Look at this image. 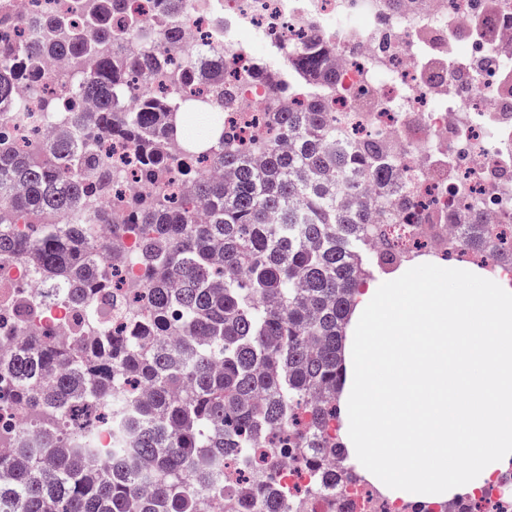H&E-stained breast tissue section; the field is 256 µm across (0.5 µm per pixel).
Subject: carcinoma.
Here are the masks:
<instances>
[{"label":"carcinoma","instance_id":"carcinoma-1","mask_svg":"<svg viewBox=\"0 0 512 512\" xmlns=\"http://www.w3.org/2000/svg\"><path fill=\"white\" fill-rule=\"evenodd\" d=\"M148 35L147 23L124 0H72L70 11L48 18L43 46L0 49V126L16 85L40 74L48 57L80 64L96 60L94 74L71 93L69 112L95 106L93 134L59 137L21 151L0 134V259L34 267L38 296L19 294L17 313L30 327L69 300L81 310L77 335L60 340L34 331L25 348L11 351L0 336V411L36 406L34 428L46 443L0 438V512H207L196 488L210 485L229 459L248 460L250 449L278 447L290 426L311 482L328 491L361 480L346 471L337 423L342 389V347L359 288L371 275L365 258L373 208L395 224L400 186L380 147L353 152L336 144L326 99L336 92L325 54L312 50L294 66V87L304 102L277 83L268 87L277 111L268 119L287 145L243 138L232 145L224 118L197 102V82L179 76L185 101L149 100L125 107L122 86L142 79L160 58L118 53L115 42ZM195 63L215 102L230 106L224 64L208 47ZM132 141L150 202L135 201L127 219L88 206L92 187L107 194L111 170L101 162L108 138ZM187 160L224 169V178L193 174V195L172 201L163 189L169 149ZM262 151V164L248 153ZM464 250L487 261L512 262V239L489 235L475 218L453 211ZM35 224L14 232L6 224ZM91 224H113L121 241L132 238L141 272L128 295L102 299L112 285L105 240L87 236ZM381 266L399 256L395 243L371 252ZM146 307L148 318L115 329L104 304ZM99 332L91 347L82 333ZM125 383L126 408L114 411V430L130 448H110L111 470L89 458L103 452L97 431L104 415L83 418L93 406L108 411L114 386Z\"/></svg>","mask_w":512,"mask_h":512}]
</instances>
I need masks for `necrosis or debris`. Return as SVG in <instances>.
<instances>
[{
	"instance_id": "necrosis-or-debris-1",
	"label": "necrosis or debris",
	"mask_w": 512,
	"mask_h": 512,
	"mask_svg": "<svg viewBox=\"0 0 512 512\" xmlns=\"http://www.w3.org/2000/svg\"><path fill=\"white\" fill-rule=\"evenodd\" d=\"M13 23L0 25V44L25 45L40 40L32 20L66 12L70 0H7ZM168 0H126L154 31L151 47L167 66L128 97L134 105L160 93L181 100L184 90L176 68L188 67L199 45L220 47L224 86L237 105L225 109L224 123L241 133L268 134V112L276 104L266 87L281 73L262 70L244 45L243 34L258 37L283 62L305 47L330 51L336 94L327 102L337 129L349 143L369 139L389 148L388 163L396 182L409 192L416 212L464 208L484 224H512V0L494 9L476 0H182L177 15L189 41L170 45L163 39ZM88 69L43 66L38 78L20 82L10 110L14 120L0 133L26 148L44 136L65 130L81 136L91 129L60 113L42 111L48 91L76 87ZM139 152L124 140L113 141L104 161L112 171V190L104 204L123 210L132 197L145 194L137 168ZM404 248L435 258L439 266L461 248L454 236L432 237L406 228ZM31 272L0 261V334L15 336L19 325L6 301L13 292L34 287ZM261 478L285 492L292 512H407L401 501L373 486L344 487L340 499L306 500L301 490L308 472L292 454L277 468L260 469ZM470 512H512V472L468 498Z\"/></svg>"
}]
</instances>
